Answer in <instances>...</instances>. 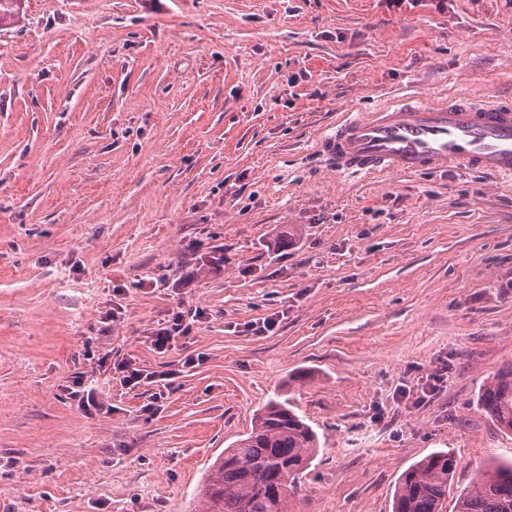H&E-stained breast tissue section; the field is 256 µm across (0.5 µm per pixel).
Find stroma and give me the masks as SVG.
I'll use <instances>...</instances> for the list:
<instances>
[{"instance_id": "obj_1", "label": "stroma", "mask_w": 512, "mask_h": 512, "mask_svg": "<svg viewBox=\"0 0 512 512\" xmlns=\"http://www.w3.org/2000/svg\"><path fill=\"white\" fill-rule=\"evenodd\" d=\"M408 85L512 95V0H25L0 30V512H194L279 395L321 444L288 512H391L439 449L457 490L512 457L477 405L512 365V179L315 150ZM184 312H175L171 319L158 323L156 327L151 328V344L158 352L166 351L169 343L176 336H187L191 332L192 324L184 323ZM119 358V357H118ZM115 359L113 366L122 375L123 383L131 388L138 387L144 380L152 378L153 374L144 373V370L136 368L134 364L122 358L121 360ZM77 390L69 388L71 392L69 395L71 398L78 401V406L87 414L99 413L107 409L106 402L102 398V395L94 388H85L81 381L75 383Z\"/></svg>"}]
</instances>
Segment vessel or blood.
<instances>
[{
	"label": "vessel or blood",
	"mask_w": 512,
	"mask_h": 512,
	"mask_svg": "<svg viewBox=\"0 0 512 512\" xmlns=\"http://www.w3.org/2000/svg\"><path fill=\"white\" fill-rule=\"evenodd\" d=\"M318 148L349 174H442L455 168L512 178V102L478 104L467 93L409 92L349 113Z\"/></svg>",
	"instance_id": "b4317fda"
}]
</instances>
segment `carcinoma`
Segmentation results:
<instances>
[{
  "mask_svg": "<svg viewBox=\"0 0 512 512\" xmlns=\"http://www.w3.org/2000/svg\"><path fill=\"white\" fill-rule=\"evenodd\" d=\"M23 0H0V27L21 19ZM480 406L512 432V366L482 388ZM320 452L316 431L291 399H271L245 437L220 456L201 490L197 512H287L300 473ZM458 467L455 454L437 450L407 468L393 495L392 512H447ZM455 512H512V457L490 461L471 487L455 495Z\"/></svg>",
  "mask_w": 512,
  "mask_h": 512,
  "instance_id": "cac0c4a2",
  "label": "carcinoma"
}]
</instances>
